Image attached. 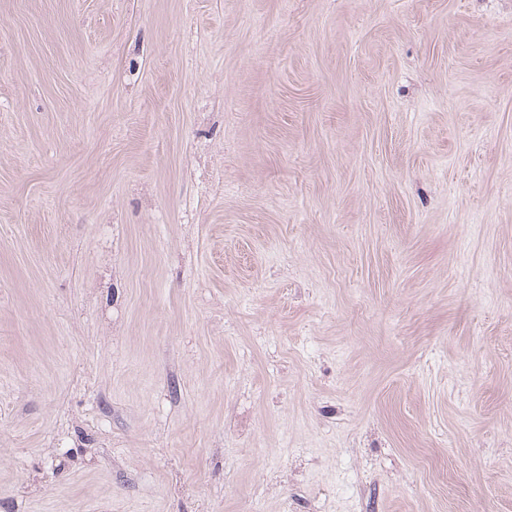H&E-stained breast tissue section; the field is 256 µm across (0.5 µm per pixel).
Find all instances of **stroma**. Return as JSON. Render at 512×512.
Here are the masks:
<instances>
[{
    "mask_svg": "<svg viewBox=\"0 0 512 512\" xmlns=\"http://www.w3.org/2000/svg\"><path fill=\"white\" fill-rule=\"evenodd\" d=\"M0 512H512V0H0Z\"/></svg>",
    "mask_w": 512,
    "mask_h": 512,
    "instance_id": "obj_1",
    "label": "stroma"
}]
</instances>
